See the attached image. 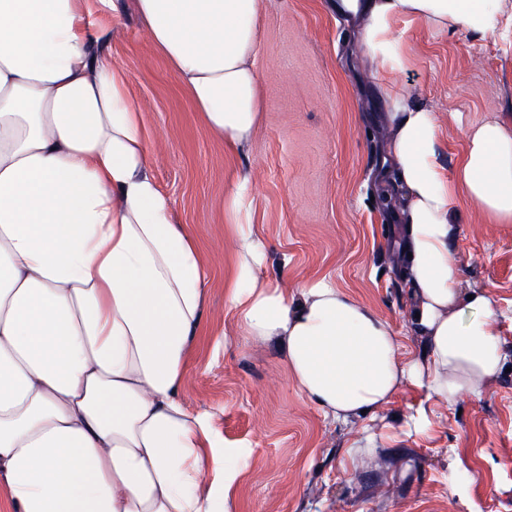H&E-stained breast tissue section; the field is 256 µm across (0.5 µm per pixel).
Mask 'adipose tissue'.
<instances>
[{"mask_svg": "<svg viewBox=\"0 0 512 512\" xmlns=\"http://www.w3.org/2000/svg\"><path fill=\"white\" fill-rule=\"evenodd\" d=\"M146 32L207 127L240 154L261 120L255 69L261 0H135ZM115 0H0V512H213L237 472L209 411L181 398L210 270L151 172L150 141L122 66L98 51ZM362 19V53L388 110L387 152L404 198L405 286L424 363H399L389 325L326 280L259 279L263 250L242 218L243 172L227 198L234 264L226 301L245 331L279 338L299 391L338 421L405 381L455 401L502 361L497 311L463 300L450 257L462 201L512 224V121L469 125L454 177L430 108L390 75L407 59L398 20L485 36L494 0H336ZM466 301L472 315L455 306ZM213 477L200 487L203 469Z\"/></svg>", "mask_w": 512, "mask_h": 512, "instance_id": "ef3b65f1", "label": "adipose tissue"}]
</instances>
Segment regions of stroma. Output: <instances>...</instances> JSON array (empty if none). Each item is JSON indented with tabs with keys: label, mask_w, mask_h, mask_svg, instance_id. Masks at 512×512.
Segmentation results:
<instances>
[{
	"label": "stroma",
	"mask_w": 512,
	"mask_h": 512,
	"mask_svg": "<svg viewBox=\"0 0 512 512\" xmlns=\"http://www.w3.org/2000/svg\"><path fill=\"white\" fill-rule=\"evenodd\" d=\"M119 5L101 49L126 69L158 142L154 177L212 271L182 398L188 410H209L240 451L232 497L214 512H512V224L486 223L470 202L460 205L450 252L465 290L485 293L500 314L492 329L504 361L477 395L451 403L406 381L375 412L328 421L298 390L280 343L247 336L226 305L225 200L247 169L264 248L259 277L283 281L293 298L329 279L389 324L398 361L424 359L427 339L403 284L402 201L383 178V76L359 58L360 22L330 0H261L262 120L246 152L231 154L149 41L133 0ZM505 5L510 21L485 37L396 24L408 62L395 79L434 109L446 176L466 146L464 123L512 115V0Z\"/></svg>",
	"instance_id": "stroma-1"
}]
</instances>
